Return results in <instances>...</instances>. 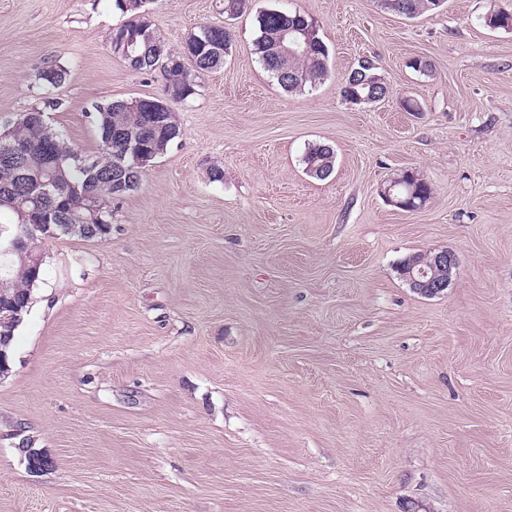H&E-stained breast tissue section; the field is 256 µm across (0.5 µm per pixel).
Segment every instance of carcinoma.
Segmentation results:
<instances>
[{
    "mask_svg": "<svg viewBox=\"0 0 512 512\" xmlns=\"http://www.w3.org/2000/svg\"><path fill=\"white\" fill-rule=\"evenodd\" d=\"M126 0H113V7L127 20L112 31V54L132 70L160 72L164 93L181 102L195 94L196 78L224 66V58L232 45L230 30L221 25H206L191 35L181 49L169 50L153 23L143 21L138 11L125 7ZM384 7L397 15L412 19L438 11L435 0H381ZM306 14L298 10L269 9L257 18V36L254 51L264 69L288 92L314 87L328 77V47L317 32L308 43L302 44L298 55L283 58L276 52L277 40L283 29L303 23ZM378 67L358 64L345 78L341 95L355 105L364 98L381 99L390 94V88L375 78ZM68 71L61 66L45 67L39 75L47 92H52L65 81ZM155 98H135L100 103L95 106L100 146L96 154L88 156L73 148L53 131L45 120L44 110L33 109L0 124V150L6 144H20V155L0 154V214L11 215L9 229L0 228V238L16 233L22 223L21 210L28 208L30 188L48 183L50 195L44 197L42 207L53 224H71L78 228V237L96 239L112 234V186L124 185L118 197L138 187L143 165H136L125 155L126 137L132 136L143 146L158 145L163 155L169 144L180 136V127L172 108L167 107L151 115ZM62 160L56 166V160ZM306 173L324 180L334 169V151L327 144L308 146L303 156ZM398 195H407V188L415 189L416 196L428 200L431 188L416 171L406 170L397 177ZM42 270L28 268L20 263L0 271V293L14 297L22 307L29 308L27 300L41 279Z\"/></svg>",
    "mask_w": 512,
    "mask_h": 512,
    "instance_id": "carcinoma-1",
    "label": "carcinoma"
}]
</instances>
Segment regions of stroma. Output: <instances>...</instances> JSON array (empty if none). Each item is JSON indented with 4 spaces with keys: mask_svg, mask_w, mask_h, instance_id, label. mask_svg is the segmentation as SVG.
Instances as JSON below:
<instances>
[{
    "mask_svg": "<svg viewBox=\"0 0 512 512\" xmlns=\"http://www.w3.org/2000/svg\"><path fill=\"white\" fill-rule=\"evenodd\" d=\"M271 8L320 21L323 83L265 72ZM150 9L170 49L220 23L233 48L174 104L181 135L113 201L111 236L43 240L0 380V512H512V30L483 23L512 0ZM122 20L113 0H0V120L44 107L55 64L48 122L86 155L95 104L163 97L113 56ZM364 58L392 93L350 105ZM312 143L334 150L327 179ZM407 169L432 189L415 211L382 194ZM441 250L451 282L421 295L398 267ZM384 7L397 15L412 19L424 14L435 13V0H381ZM334 161L333 148L321 143L308 145L303 156L307 174L319 180L327 179L332 174Z\"/></svg>",
    "mask_w": 512,
    "mask_h": 512,
    "instance_id": "35a3bbf8",
    "label": "stroma"
}]
</instances>
